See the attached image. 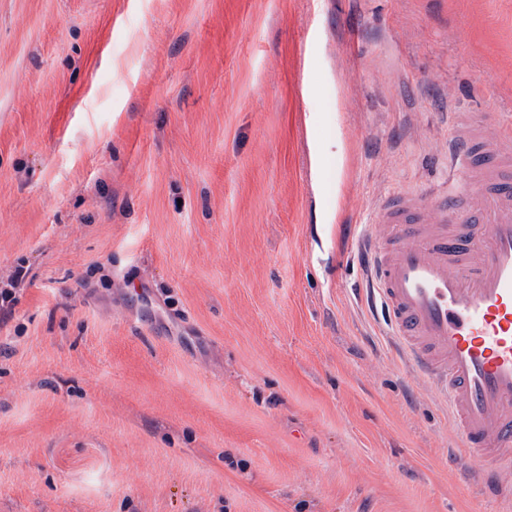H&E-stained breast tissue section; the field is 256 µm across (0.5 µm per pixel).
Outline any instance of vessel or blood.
Returning <instances> with one entry per match:
<instances>
[{"label": "vessel or blood", "instance_id": "obj_1", "mask_svg": "<svg viewBox=\"0 0 512 512\" xmlns=\"http://www.w3.org/2000/svg\"><path fill=\"white\" fill-rule=\"evenodd\" d=\"M449 152L462 175L442 195L395 196L376 233L353 235L358 293L447 403L458 460L501 492L512 486V134L492 140L460 124ZM468 194L472 208H459Z\"/></svg>", "mask_w": 512, "mask_h": 512}]
</instances>
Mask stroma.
I'll return each instance as SVG.
<instances>
[{
    "label": "stroma",
    "instance_id": "35a3bbf8",
    "mask_svg": "<svg viewBox=\"0 0 512 512\" xmlns=\"http://www.w3.org/2000/svg\"><path fill=\"white\" fill-rule=\"evenodd\" d=\"M512 128V0H0V512H512L346 252Z\"/></svg>",
    "mask_w": 512,
    "mask_h": 512
}]
</instances>
